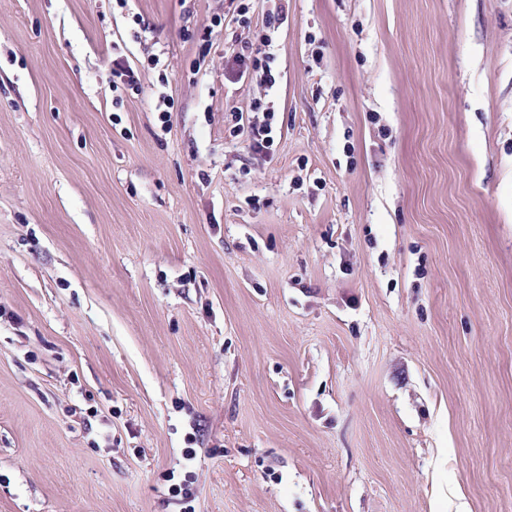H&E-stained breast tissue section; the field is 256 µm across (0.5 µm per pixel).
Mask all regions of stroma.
Returning <instances> with one entry per match:
<instances>
[{
	"instance_id": "1",
	"label": "stroma",
	"mask_w": 512,
	"mask_h": 512,
	"mask_svg": "<svg viewBox=\"0 0 512 512\" xmlns=\"http://www.w3.org/2000/svg\"><path fill=\"white\" fill-rule=\"evenodd\" d=\"M278 4L256 153L228 0H0V512H512V0ZM138 68L132 67L129 62L124 59L112 61V88L117 90L118 80L127 89L133 93L140 92L141 83Z\"/></svg>"
}]
</instances>
